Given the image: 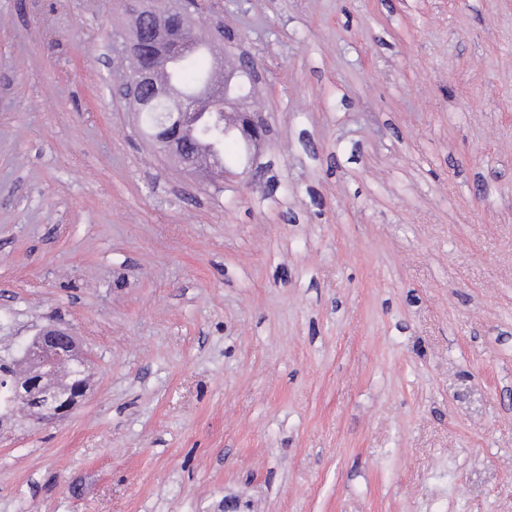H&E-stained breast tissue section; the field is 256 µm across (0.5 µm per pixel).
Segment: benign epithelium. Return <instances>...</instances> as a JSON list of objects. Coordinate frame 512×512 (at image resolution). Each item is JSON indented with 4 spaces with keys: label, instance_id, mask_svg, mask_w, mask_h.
<instances>
[{
    "label": "benign epithelium",
    "instance_id": "7a95c632",
    "mask_svg": "<svg viewBox=\"0 0 512 512\" xmlns=\"http://www.w3.org/2000/svg\"><path fill=\"white\" fill-rule=\"evenodd\" d=\"M199 9L198 0H182L181 6L162 17L146 7L135 11L126 49L136 58L137 66L120 87V94L133 99L141 108L155 106L153 140L185 174L222 181L225 172L212 167L200 154L186 153L182 131L187 128L195 132L213 122L224 131L234 129L255 143L261 139L262 121L255 113L243 110L241 102L210 86L190 95H180L158 77L160 66L171 67L192 55V47L183 38V25ZM25 358L30 362V373L34 374L19 391L28 414L46 423L67 417L86 396L87 385L59 391L45 384V378L63 364L84 359L76 336L66 328L48 324L26 347Z\"/></svg>",
    "mask_w": 512,
    "mask_h": 512
}]
</instances>
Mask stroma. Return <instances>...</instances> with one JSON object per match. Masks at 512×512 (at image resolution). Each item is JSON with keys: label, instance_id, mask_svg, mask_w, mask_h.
Returning a JSON list of instances; mask_svg holds the SVG:
<instances>
[{"label": "stroma", "instance_id": "1", "mask_svg": "<svg viewBox=\"0 0 512 512\" xmlns=\"http://www.w3.org/2000/svg\"><path fill=\"white\" fill-rule=\"evenodd\" d=\"M131 0H0V512H512V0H205L267 131L183 175L116 93ZM24 357L30 362L32 378L19 388V394L27 404L28 414L40 422H57L67 417L77 404L86 396L87 385L83 384L71 390L59 391L43 383L46 374L63 367L65 380L52 382L57 387H68L75 382H86L85 369L72 360H84L79 351L76 336L70 330L55 324H48L39 330L31 344L25 349ZM62 365V366H61ZM51 374V375H52Z\"/></svg>", "mask_w": 512, "mask_h": 512}]
</instances>
